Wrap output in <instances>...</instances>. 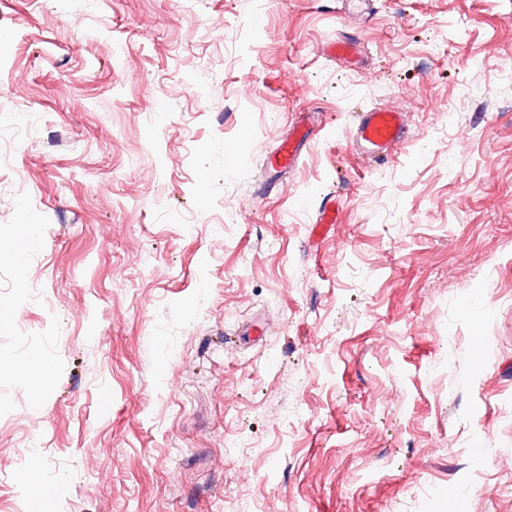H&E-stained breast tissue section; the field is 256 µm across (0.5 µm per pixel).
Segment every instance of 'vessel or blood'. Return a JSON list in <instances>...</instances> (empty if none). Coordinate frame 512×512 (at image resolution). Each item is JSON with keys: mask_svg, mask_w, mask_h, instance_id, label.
<instances>
[{"mask_svg": "<svg viewBox=\"0 0 512 512\" xmlns=\"http://www.w3.org/2000/svg\"><path fill=\"white\" fill-rule=\"evenodd\" d=\"M407 125L404 113L373 108L360 113L354 126V148L367 160L389 155L393 146L405 139ZM307 128H300L283 140L267 165L270 168H290L298 164L308 143Z\"/></svg>", "mask_w": 512, "mask_h": 512, "instance_id": "b4317fda", "label": "vessel or blood"}]
</instances>
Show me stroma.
Returning a JSON list of instances; mask_svg holds the SVG:
<instances>
[{
  "label": "stroma",
  "instance_id": "35a3bbf8",
  "mask_svg": "<svg viewBox=\"0 0 512 512\" xmlns=\"http://www.w3.org/2000/svg\"><path fill=\"white\" fill-rule=\"evenodd\" d=\"M18 121L0 512H512V0H0ZM407 125L403 112L373 108L361 112L354 126V148L368 161L388 156L394 145L405 139ZM293 136L283 140L271 160L266 162L270 168H291L300 161L303 150L308 143V130L304 126H299Z\"/></svg>",
  "mask_w": 512,
  "mask_h": 512
}]
</instances>
